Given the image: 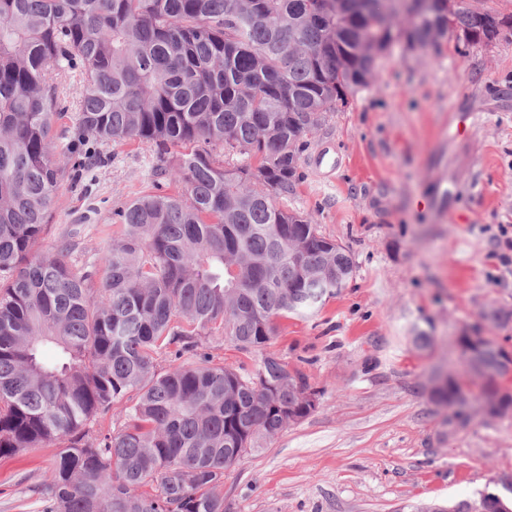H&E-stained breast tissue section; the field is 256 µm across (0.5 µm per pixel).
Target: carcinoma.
Wrapping results in <instances>:
<instances>
[{"instance_id":"1","label":"carcinoma","mask_w":512,"mask_h":512,"mask_svg":"<svg viewBox=\"0 0 512 512\" xmlns=\"http://www.w3.org/2000/svg\"><path fill=\"white\" fill-rule=\"evenodd\" d=\"M445 2L405 28L389 0H0V456L64 443L43 512H224V473L315 411L302 372L265 355L241 373L198 337L261 351L277 318L347 287L350 250L275 199L293 193L325 114L369 85L373 46L397 31L436 51L457 32L484 35L469 6L449 18ZM66 78L82 86L78 122L57 132ZM130 139L161 156L187 149L182 192L157 184L114 213L120 234L100 278L67 261L69 239L38 251L62 182L97 161L78 148ZM219 149L258 165L228 170ZM160 349L186 362L161 373ZM467 367L482 400L504 403L512 358L501 346L485 339ZM431 398L461 404V384L440 380ZM122 399L130 423L87 440V422ZM476 504L509 506L486 487L409 509Z\"/></svg>"}]
</instances>
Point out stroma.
<instances>
[{"label": "stroma", "mask_w": 512, "mask_h": 512, "mask_svg": "<svg viewBox=\"0 0 512 512\" xmlns=\"http://www.w3.org/2000/svg\"><path fill=\"white\" fill-rule=\"evenodd\" d=\"M98 150L86 185L61 187L39 244L54 250L78 228V267H102L113 211L179 162L138 141ZM300 171L280 206L348 247L355 275L316 312L278 319L265 351L306 375L318 406L225 473L224 512H399L512 481V413L484 415L473 385L462 426L430 397L457 336L477 327L512 350V264L501 260L512 238V33L438 51L395 40L369 86L309 137ZM491 310L499 324L484 320ZM422 333L431 350L416 349ZM60 449L0 457V512H41Z\"/></svg>", "instance_id": "35a3bbf8"}]
</instances>
